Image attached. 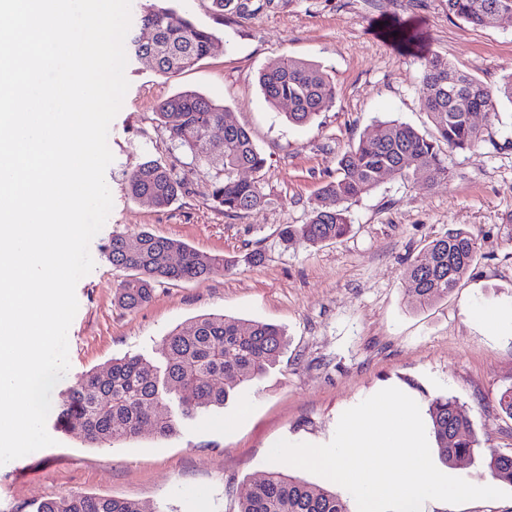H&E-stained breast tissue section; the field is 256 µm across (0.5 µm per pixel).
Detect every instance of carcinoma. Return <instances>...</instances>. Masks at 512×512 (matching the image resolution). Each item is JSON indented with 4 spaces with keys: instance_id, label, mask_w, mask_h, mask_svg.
Here are the masks:
<instances>
[{
    "instance_id": "cac0c4a2",
    "label": "carcinoma",
    "mask_w": 512,
    "mask_h": 512,
    "mask_svg": "<svg viewBox=\"0 0 512 512\" xmlns=\"http://www.w3.org/2000/svg\"><path fill=\"white\" fill-rule=\"evenodd\" d=\"M169 2L147 0L135 24L151 26V40L131 39L134 59L166 77L197 65L218 40L216 32L197 26ZM271 2L211 0V8L221 17L227 9L247 19ZM447 8L448 15L483 28L497 14L512 13V0H447ZM258 84L271 106L288 105V121L296 125L311 122L336 97V88L320 65L289 56L266 65L258 74ZM420 90L433 133L423 134L396 120L379 122L341 155L336 176L317 189L308 220L281 225L279 235L284 241L315 246L344 237L351 224L348 202L371 191L385 176H419L428 186L447 180L448 154L469 150L482 141L480 129L459 107V97L484 107L494 119L501 100L512 104V73L492 87L435 54L423 59ZM156 121L172 145L198 165L215 170L211 197L224 214H245L264 202L266 157L225 106L185 90L159 102ZM215 127L224 129V138L212 153L199 155L198 141ZM242 168L253 177L241 178ZM124 191L165 209L188 189L173 165L147 158L126 175ZM479 253V239L463 229L432 240L405 269L408 306L420 309L447 297L467 276ZM174 254L175 264L171 262ZM108 258L114 268L126 273L114 300L128 311L146 306L160 284L198 279L218 265L229 264L221 256L202 254L181 241L146 231L132 238L113 235ZM284 346L283 331L271 324L245 325L223 315L194 318L168 333L155 359L128 355L85 372L62 396L57 424L65 432H78L85 443L97 448L133 440L146 428L168 438L176 432L179 419L221 408L236 387L261 380L278 362ZM428 412L442 463L455 465L466 455L472 463L480 461L492 478L512 484V458L480 448L470 419L455 399L436 397ZM35 512L144 510L135 500L74 492L41 501ZM234 512H349V508L335 490L270 470L238 496Z\"/></svg>"
}]
</instances>
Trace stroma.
Wrapping results in <instances>:
<instances>
[{
  "label": "stroma",
  "mask_w": 512,
  "mask_h": 512,
  "mask_svg": "<svg viewBox=\"0 0 512 512\" xmlns=\"http://www.w3.org/2000/svg\"><path fill=\"white\" fill-rule=\"evenodd\" d=\"M173 5L219 40L173 77L127 65L105 173L113 208L89 246L95 267L76 286L70 368L51 401L112 359L155 357L174 327L202 315L277 325L285 349L258 383L240 387L224 407L182 419L166 439L146 431L92 448L47 419L53 446L0 465V512H34L37 502L72 492L133 499L145 512H234L236 496L273 470L267 455L278 440L329 443L345 410L387 387L424 406L455 398L481 448L512 454V418L498 405L512 386V103L500 104L497 120L477 116L482 141L450 154L447 182L428 188L387 178L350 203L352 228L341 240L308 247L279 237L281 225L306 221L317 188L377 122L430 131L418 92L425 56L448 57L491 86L511 74L512 19L476 29L449 17L445 0H274L247 19L216 18L211 0ZM390 24L417 31V45L394 41ZM283 56L320 65L336 87L333 106L308 124L290 123L257 84L259 70ZM184 90L227 106L267 157L261 207L224 214L211 199L212 171L162 135L155 109ZM147 156L176 163L189 182L168 208L121 189L124 173ZM458 228L481 243L469 274L447 298L408 307V260ZM142 231L239 263L158 285L147 306L130 312L113 300L122 274L107 247L114 234ZM255 249L264 262L243 263Z\"/></svg>",
  "instance_id": "35a3bbf8"
}]
</instances>
